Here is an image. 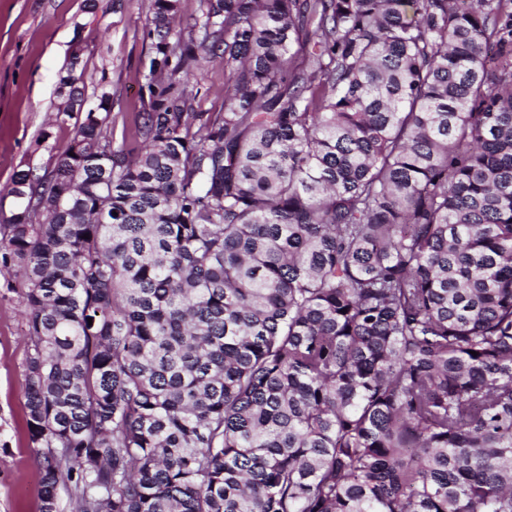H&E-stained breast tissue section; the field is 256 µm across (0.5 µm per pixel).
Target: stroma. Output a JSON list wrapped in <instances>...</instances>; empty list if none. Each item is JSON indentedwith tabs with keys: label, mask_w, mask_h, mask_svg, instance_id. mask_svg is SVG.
I'll list each match as a JSON object with an SVG mask.
<instances>
[{
	"label": "stroma",
	"mask_w": 512,
	"mask_h": 512,
	"mask_svg": "<svg viewBox=\"0 0 512 512\" xmlns=\"http://www.w3.org/2000/svg\"><path fill=\"white\" fill-rule=\"evenodd\" d=\"M0 0V215L9 214L15 172L51 169L69 146L80 114L57 118L58 75L73 51L112 86V147L128 149L148 92L151 0ZM222 63L198 75L194 111L224 102ZM22 280L0 266V512H41L40 454L29 442L25 359L29 349Z\"/></svg>",
	"instance_id": "obj_1"
}]
</instances>
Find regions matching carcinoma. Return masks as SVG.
<instances>
[{"label":"carcinoma","mask_w":512,"mask_h":512,"mask_svg":"<svg viewBox=\"0 0 512 512\" xmlns=\"http://www.w3.org/2000/svg\"><path fill=\"white\" fill-rule=\"evenodd\" d=\"M179 12L0 219L42 512H512V0ZM190 85L194 86L193 93L198 89L192 101L193 112H219L224 102V64H211L202 74L198 73L197 82L191 76Z\"/></svg>","instance_id":"cac0c4a2"}]
</instances>
